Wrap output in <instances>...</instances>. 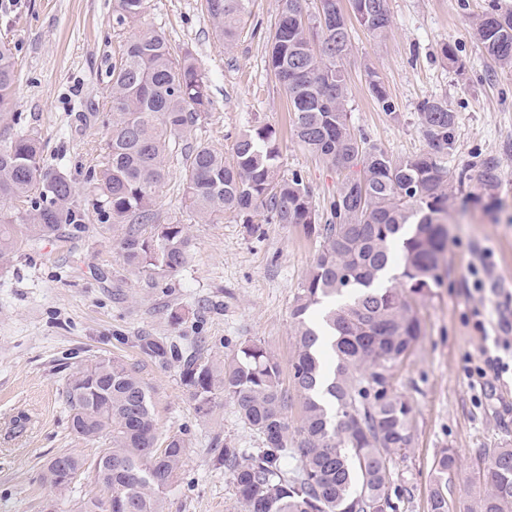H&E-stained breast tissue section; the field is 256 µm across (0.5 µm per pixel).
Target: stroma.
<instances>
[{
    "instance_id": "stroma-1",
    "label": "stroma",
    "mask_w": 512,
    "mask_h": 512,
    "mask_svg": "<svg viewBox=\"0 0 512 512\" xmlns=\"http://www.w3.org/2000/svg\"><path fill=\"white\" fill-rule=\"evenodd\" d=\"M488 2L388 0L386 35L352 25L344 61L350 124L367 144L396 157L420 153L426 142L418 106L444 98L456 114L448 168L458 173L490 159L500 177L494 204L471 202L469 186L456 192L442 283L415 302L424 335L395 380L414 410L413 445L392 465L397 512H430L433 462L444 448L455 449L461 465L448 490L450 512H467L480 492L473 479L477 449L512 447V374H466L480 362L481 334L500 335L497 314L512 311V71L497 67L469 25ZM113 3L0 0V31L10 32L18 76L15 119L38 133L45 167L64 171L84 206L83 222L63 225L60 238L0 263V512H78L94 494L89 468L62 495L42 474L53 457L73 455L89 465L100 454L102 442L72 433L66 386L79 365L108 356L137 371L160 436L177 434L189 444L164 494V512H237L232 476L215 451L227 442L258 448L256 435L228 402L199 414L181 383L180 360L159 363L140 352L136 338L154 336L214 361L254 340L290 380L292 305L319 242L292 224H266L253 234L230 215L201 223L185 204L182 168L173 160L153 224L185 225L189 262L173 275L125 263V227L99 211L88 179L106 151V73L126 37L112 28ZM283 6L284 0H251L244 32L229 48L203 0H148L135 27L163 31L176 55L191 54L206 70L213 108L191 130L193 142L228 154L244 128L271 126L284 174L304 176L326 217L343 175L295 141L287 96L268 66V39ZM446 44L454 61L440 55ZM371 70L394 113L375 103Z\"/></svg>"
}]
</instances>
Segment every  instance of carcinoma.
I'll return each instance as SVG.
<instances>
[{"label": "carcinoma", "instance_id": "cac0c4a2", "mask_svg": "<svg viewBox=\"0 0 512 512\" xmlns=\"http://www.w3.org/2000/svg\"><path fill=\"white\" fill-rule=\"evenodd\" d=\"M250 0H205L224 47L240 35ZM324 22H305L307 0H285L271 37L269 67L292 112L297 143L344 173L331 220L323 224L303 176L281 175L275 130L254 125L241 132L232 160L188 141L213 101L209 79L189 54L175 56L165 33L128 36L108 71L112 128L99 176L98 205L113 222L128 225L119 247L144 272L176 273L189 260L183 224H157L154 216L167 178V162L181 158L183 195L200 220L235 214L246 224L261 213L275 224H295L320 239V250L294 300L292 388L281 384L278 358L247 341L218 365L186 358L181 379L196 408L209 415L219 401L232 404L260 440L242 450L229 443L217 459L233 476L241 512H396L393 458L412 447L413 407L393 385L396 369L421 340L414 300L440 285L448 240L445 216L454 185L490 195L497 168L481 163L457 175L442 160L452 148L455 113L443 99L419 106L427 149L394 157L369 146L351 129L343 60L357 22L377 37L390 26L388 0H317ZM146 0H115L112 28L123 30L144 13ZM477 41L503 70H512V11L492 4L471 18ZM369 88L381 109L394 104L374 72ZM16 72L10 42L0 39V120L13 110ZM0 259L56 237L63 224L81 221L82 204L61 172L42 165L34 132L0 140ZM136 344L165 362L175 345L153 336ZM301 404L299 425L288 421L292 397ZM71 429L104 440L93 463L98 493L81 512H163V494L187 455L179 435L159 440L147 391L136 370L118 358L79 366L67 387ZM64 467L45 466L44 479L65 492L84 467L62 456ZM476 479L484 490L470 512H512V448H481ZM459 472L452 448L434 460L430 512H449L448 484ZM112 509H107V503Z\"/></svg>", "mask_w": 512, "mask_h": 512}]
</instances>
